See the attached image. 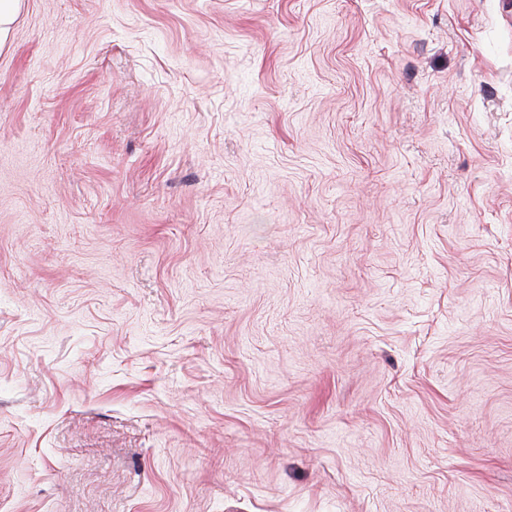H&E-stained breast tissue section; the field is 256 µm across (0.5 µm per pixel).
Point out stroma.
Here are the masks:
<instances>
[{"label":"stroma","mask_w":512,"mask_h":512,"mask_svg":"<svg viewBox=\"0 0 512 512\" xmlns=\"http://www.w3.org/2000/svg\"><path fill=\"white\" fill-rule=\"evenodd\" d=\"M0 512H512V0H21Z\"/></svg>","instance_id":"1"}]
</instances>
